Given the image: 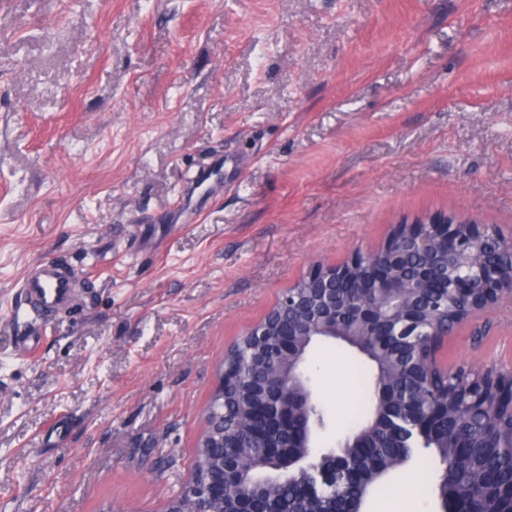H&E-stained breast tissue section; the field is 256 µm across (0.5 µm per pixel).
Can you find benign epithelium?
Instances as JSON below:
<instances>
[{"label": "benign epithelium", "instance_id": "1", "mask_svg": "<svg viewBox=\"0 0 512 512\" xmlns=\"http://www.w3.org/2000/svg\"><path fill=\"white\" fill-rule=\"evenodd\" d=\"M475 247L491 258L476 263ZM502 255L512 261V242L497 231L459 213H436L395 225L377 248L359 250L341 264L312 266L242 336L260 344L276 337L273 346L288 360V372L273 375L274 391L251 402L250 414L259 423L255 435L271 470V477L260 483H297L312 497L334 490L348 475L346 462L334 453L322 455L326 463L321 466L310 461L316 425L309 411L319 399L306 380L309 344L355 333L375 337L380 351L388 343L412 345L427 336L425 363L433 365L442 337L436 317L448 307V297L460 303L481 298L467 311L469 317L504 302L512 305V269H504ZM247 369L224 356L219 386L204 410L208 430L200 441V448L215 450L221 465L192 476L168 512H214L211 505L224 503L226 492L244 482L236 449L224 443V395L227 381L246 379ZM469 392L470 407L490 416L497 401L512 403V372L488 367L471 382ZM381 414L406 448L418 438L438 439L440 421L430 402L413 396L403 411L384 407ZM483 496L497 500L496 512H512V484L477 489L467 499L448 489L442 512H484L479 502Z\"/></svg>", "mask_w": 512, "mask_h": 512}]
</instances>
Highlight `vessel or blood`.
<instances>
[{
	"label": "vessel or blood",
	"instance_id": "1",
	"mask_svg": "<svg viewBox=\"0 0 512 512\" xmlns=\"http://www.w3.org/2000/svg\"><path fill=\"white\" fill-rule=\"evenodd\" d=\"M21 290L23 301L16 307L15 316L34 324L18 346L19 353L25 354L40 345L57 313L74 304L75 288L72 278L57 261L44 260L29 271Z\"/></svg>",
	"mask_w": 512,
	"mask_h": 512
}]
</instances>
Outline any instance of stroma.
Returning <instances> with one entry per match:
<instances>
[{
  "label": "stroma",
  "instance_id": "obj_1",
  "mask_svg": "<svg viewBox=\"0 0 512 512\" xmlns=\"http://www.w3.org/2000/svg\"><path fill=\"white\" fill-rule=\"evenodd\" d=\"M436 212L512 236V0H0V512H166L226 350L312 265ZM45 259L81 298L20 356ZM437 360L512 372V306ZM364 364L308 354L316 453ZM441 472L425 450L378 492L441 512Z\"/></svg>",
  "mask_w": 512,
  "mask_h": 512
}]
</instances>
